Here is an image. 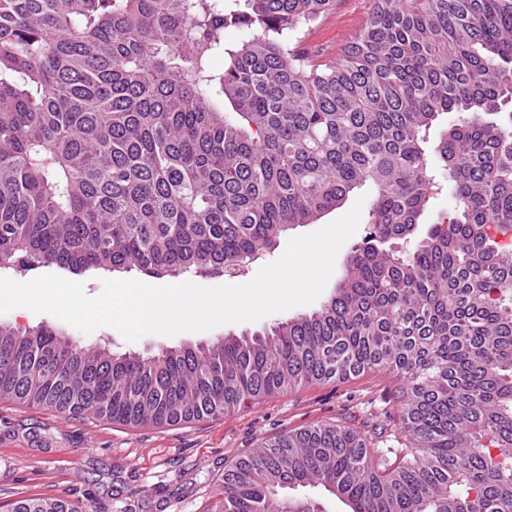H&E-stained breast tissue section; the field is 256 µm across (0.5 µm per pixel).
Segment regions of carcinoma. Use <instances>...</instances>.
<instances>
[{"label":"carcinoma","instance_id":"obj_1","mask_svg":"<svg viewBox=\"0 0 512 512\" xmlns=\"http://www.w3.org/2000/svg\"><path fill=\"white\" fill-rule=\"evenodd\" d=\"M246 2L0 0V266L222 276L367 183L372 244L319 309L205 348L0 323V400L164 427L385 370L403 441L292 430L224 470L211 512H322L288 495L306 485L354 512H512V0H376L333 60L293 41L335 0ZM433 158L455 208L409 253L373 246L415 233Z\"/></svg>","mask_w":512,"mask_h":512}]
</instances>
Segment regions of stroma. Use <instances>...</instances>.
<instances>
[{
    "label": "stroma",
    "mask_w": 512,
    "mask_h": 512,
    "mask_svg": "<svg viewBox=\"0 0 512 512\" xmlns=\"http://www.w3.org/2000/svg\"><path fill=\"white\" fill-rule=\"evenodd\" d=\"M374 8L375 0H336L328 15L300 32L299 48L311 55L335 57ZM372 193L368 185L356 188L345 207L325 213L317 224L289 230L238 273L198 276L195 284L251 281L262 267L282 256L289 239L326 226L354 206L358 197ZM309 311V306H298L256 322L173 337L148 334L135 342L110 327L85 334L50 314L24 307L0 313V323L21 330L47 324L86 344L104 339L120 353L154 355L165 348L252 334ZM397 387L389 372H368L345 383L306 385L230 415L162 428H129L0 400V512H11L20 497L41 493L75 501L82 512H207L223 493L225 468L276 435L324 422L345 425L372 439L383 430L399 433Z\"/></svg>",
    "instance_id": "stroma-1"
}]
</instances>
